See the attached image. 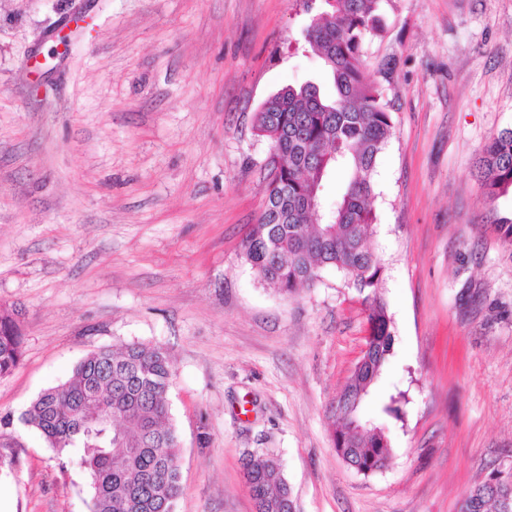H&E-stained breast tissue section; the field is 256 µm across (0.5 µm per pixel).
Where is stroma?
<instances>
[{
    "instance_id": "stroma-1",
    "label": "stroma",
    "mask_w": 512,
    "mask_h": 512,
    "mask_svg": "<svg viewBox=\"0 0 512 512\" xmlns=\"http://www.w3.org/2000/svg\"><path fill=\"white\" fill-rule=\"evenodd\" d=\"M321 0H0V308L22 361L0 378V512H89L85 479L22 414L94 349L164 346L180 436L175 512H255L246 453L282 463L295 512H459L512 464V243L473 174L512 128V0H380L363 43L393 134L369 241L394 344L378 392L386 466L337 455L331 407L366 348L339 272L286 299L241 256L265 200L254 114L330 92L303 39ZM72 25L68 47L52 35Z\"/></svg>"
}]
</instances>
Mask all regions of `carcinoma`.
I'll return each instance as SVG.
<instances>
[{
    "instance_id": "carcinoma-1",
    "label": "carcinoma",
    "mask_w": 512,
    "mask_h": 512,
    "mask_svg": "<svg viewBox=\"0 0 512 512\" xmlns=\"http://www.w3.org/2000/svg\"><path fill=\"white\" fill-rule=\"evenodd\" d=\"M380 0H326L305 40L323 61L333 95L314 83L288 85L255 114L256 134L279 150V172L266 188L264 210L242 242V258L285 298L314 287L326 269L342 273L368 310L366 349L336 399L333 441L344 463L363 475L382 470L390 455L386 427L363 411L370 387L392 354L394 336L382 293L379 260L369 246L375 232L374 173L393 133L379 86L364 73L362 45L380 27ZM486 198L512 187V129L493 137L474 163ZM341 180L334 206L327 186ZM15 309L0 310V377L22 358ZM175 376L161 345L102 347L74 368L72 378L41 392L21 421L40 432L57 454L83 468L90 512H174L181 493L179 444L168 392ZM403 392L382 412L404 417ZM249 492L256 512H292L290 489L273 454L247 453ZM470 512H501V498L478 484L465 496Z\"/></svg>"
}]
</instances>
